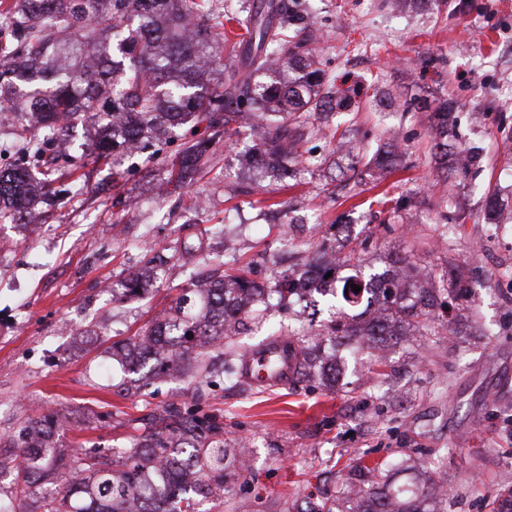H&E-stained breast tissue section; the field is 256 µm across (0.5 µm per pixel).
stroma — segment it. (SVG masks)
I'll return each instance as SVG.
<instances>
[{"instance_id": "obj_1", "label": "stroma", "mask_w": 512, "mask_h": 512, "mask_svg": "<svg viewBox=\"0 0 512 512\" xmlns=\"http://www.w3.org/2000/svg\"><path fill=\"white\" fill-rule=\"evenodd\" d=\"M320 32L315 46L329 83L351 107L308 131L292 179L245 186L257 137L215 145L211 167L181 196L168 163L196 134L175 129L158 160L121 159L78 169V190L35 225L0 224V466L30 420L52 412L60 454L127 447L172 406L217 416L226 447L249 444L212 512H296L308 497L340 496L365 482L380 488L431 478L440 512H491L512 488V241L482 226L512 225V0H298ZM451 102L456 137L432 136L433 110ZM353 153L341 158L340 148ZM392 146L393 170L371 166ZM499 193L491 217L486 199ZM274 200V207L263 204ZM297 236L287 241L284 215ZM239 238L224 255V234ZM361 250L375 272L394 261L427 283L447 278L451 304L428 327L392 339L386 357L325 345L343 375L328 387L305 378L260 389L227 380L224 359L257 349L264 330L244 329L211 349L203 367L169 371L140 386L114 364L113 343L166 312L195 279L243 269L272 288L312 268L320 252ZM151 264L146 290L111 296L105 283ZM273 304L283 333L319 343L333 318L315 297ZM370 466L360 475L358 465Z\"/></svg>"}]
</instances>
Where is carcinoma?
I'll return each mask as SVG.
<instances>
[{"mask_svg":"<svg viewBox=\"0 0 512 512\" xmlns=\"http://www.w3.org/2000/svg\"><path fill=\"white\" fill-rule=\"evenodd\" d=\"M0 14L10 19L0 25V118L11 122L20 142L18 163L0 168L1 224L23 223L38 203L70 194V185L58 184V172L117 155L155 160L152 143L193 119L206 123L208 134L180 152L171 171L177 184L194 182L214 145L237 133L232 124L248 117L267 130L257 148L264 166L258 175L283 179L298 161L297 146L311 118L325 104L313 50L288 35L298 16L286 0L242 3L234 20L245 34L232 44L226 66L224 14L214 15L210 0H0ZM221 67L224 79L214 84L210 76ZM79 125L96 132L87 149L72 139ZM450 134V112L435 113L436 145L448 147ZM344 266L348 273L333 277L332 307L358 303L377 283L395 330L426 323L435 295L453 292L445 279L436 288L418 286L420 273L411 267L365 273L354 253ZM300 285L291 273L275 292L283 300L298 295ZM262 295L244 271L206 290L193 287L138 336L113 344L112 352L136 370L165 371L197 360L224 341L225 317L266 322L255 309ZM328 335L359 348L393 333L333 321ZM288 356L300 374L315 364L311 349L297 351L291 339ZM58 426L54 414L28 423L14 453L20 463L13 492L32 503L30 512H124V502L146 484L161 487L162 501L143 512H194L196 493L176 489L180 468L191 465L210 474L222 489L224 472L240 462L224 447L223 426L177 407L113 456L82 450L64 459L50 442ZM35 428L43 433L37 442L31 439ZM61 468L69 470L70 482L44 490ZM366 494L370 509L344 510L332 503L307 512H438L429 485H392Z\"/></svg>","mask_w":512,"mask_h":512,"instance_id":"1","label":"carcinoma"}]
</instances>
